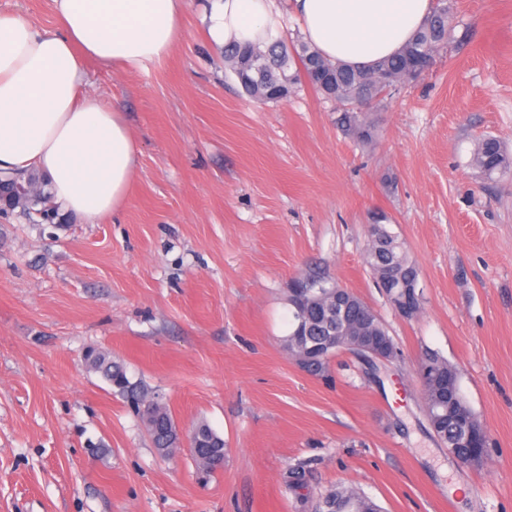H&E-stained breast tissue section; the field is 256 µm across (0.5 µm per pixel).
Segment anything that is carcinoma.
<instances>
[{
    "mask_svg": "<svg viewBox=\"0 0 512 512\" xmlns=\"http://www.w3.org/2000/svg\"><path fill=\"white\" fill-rule=\"evenodd\" d=\"M453 40L452 13L448 0H437L429 16L414 37L394 56L378 63L369 71L354 69L323 58L308 43L300 41L293 49L275 41L263 47L253 45L231 46L224 49V60L236 68L239 58H252L250 82L242 84L255 100L278 102L288 96L300 77H305L323 97L339 104L337 123L341 129L361 143L373 141L375 126L364 109L385 97L391 90L406 85V75L417 60L433 64L436 54ZM472 165L485 177L492 178L512 171V156L505 153L494 137L481 139L474 150ZM13 193L7 203L42 213V218L55 215L44 207L46 190L35 188L34 177L16 174ZM366 263L373 277L395 273L405 278L417 273L409 261L403 245L383 224H375L369 234ZM303 288L311 304L298 309L291 307V330L284 339V348L290 354L308 349L316 351L314 376L324 375L330 361L336 356V337L355 333L389 336L381 319L362 318L367 303L356 299V305L347 309L336 306L334 293L338 283L325 277L302 279ZM87 369L105 380L115 395L129 406L144 424L153 447L170 457L181 449L182 442L175 433V422L169 409L159 403L152 414L147 408L152 403L144 381L129 375L127 366L119 359L98 348L84 354ZM419 372L424 374L423 400L428 409L431 428L439 431L441 441L464 454L468 449L466 435L457 426L445 420L448 405L457 407L466 403L460 387L457 367L435 354L425 355ZM188 440L198 479L204 483L224 466V438L207 421L200 420L189 430ZM315 512H381L380 507L361 491L341 486L322 497Z\"/></svg>",
    "mask_w": 512,
    "mask_h": 512,
    "instance_id": "obj_1",
    "label": "carcinoma"
}]
</instances>
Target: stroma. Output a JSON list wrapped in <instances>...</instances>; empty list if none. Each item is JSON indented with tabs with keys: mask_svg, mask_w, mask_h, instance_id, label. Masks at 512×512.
Returning a JSON list of instances; mask_svg holds the SVG:
<instances>
[{
	"mask_svg": "<svg viewBox=\"0 0 512 512\" xmlns=\"http://www.w3.org/2000/svg\"><path fill=\"white\" fill-rule=\"evenodd\" d=\"M182 37L149 71L89 64L123 110L138 166L97 224L0 210V512H315L337 486L384 512H512V176L470 165L486 135L512 154V0H456L454 39L371 111L364 145L308 84L261 104L207 37L209 0H183ZM380 221L420 271L402 318L365 262ZM351 289L399 348L371 367L339 353L329 379L283 345L288 284ZM110 352L180 429L223 436L197 480L164 457L83 361ZM454 363L493 449L464 466L430 427L418 365ZM303 494L287 489L296 465Z\"/></svg>",
	"mask_w": 512,
	"mask_h": 512,
	"instance_id": "obj_1",
	"label": "stroma"
}]
</instances>
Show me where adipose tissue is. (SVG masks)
Instances as JSON below:
<instances>
[{"label": "adipose tissue", "instance_id": "obj_1", "mask_svg": "<svg viewBox=\"0 0 512 512\" xmlns=\"http://www.w3.org/2000/svg\"><path fill=\"white\" fill-rule=\"evenodd\" d=\"M310 44L328 59L370 68L416 33L432 0H291ZM55 25L0 13V177L46 181L62 210L89 224L120 212L138 150L117 106L87 89V65L145 72L181 36L183 0H52ZM276 0H213L218 45L266 44Z\"/></svg>", "mask_w": 512, "mask_h": 512}]
</instances>
